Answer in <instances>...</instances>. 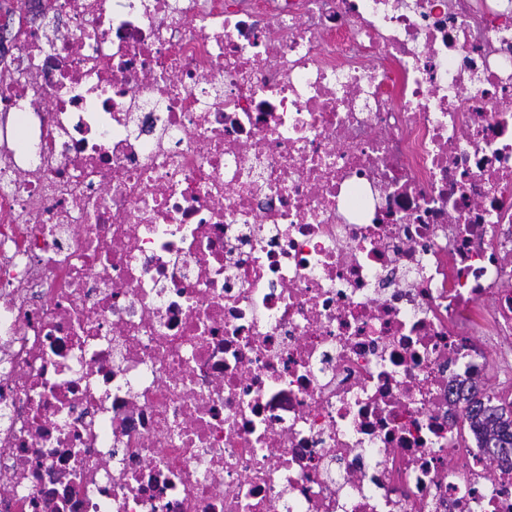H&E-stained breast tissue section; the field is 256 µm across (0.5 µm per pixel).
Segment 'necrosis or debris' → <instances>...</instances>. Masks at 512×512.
<instances>
[{"label": "necrosis or debris", "mask_w": 512, "mask_h": 512, "mask_svg": "<svg viewBox=\"0 0 512 512\" xmlns=\"http://www.w3.org/2000/svg\"><path fill=\"white\" fill-rule=\"evenodd\" d=\"M36 3L0 512H512V0ZM463 396L464 416L471 427L481 434L485 448H509L501 454L512 453V410L484 400ZM497 453V454H499Z\"/></svg>", "instance_id": "obj_1"}]
</instances>
